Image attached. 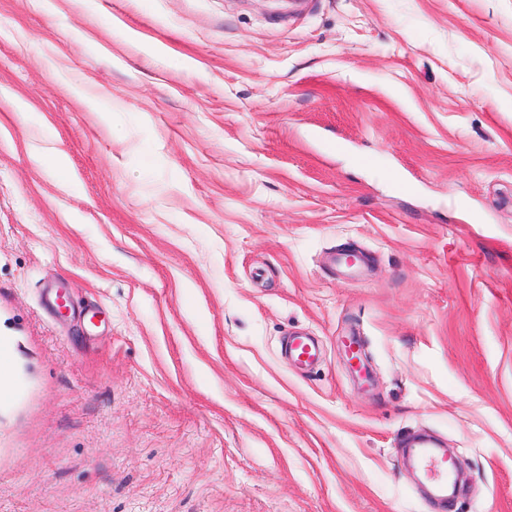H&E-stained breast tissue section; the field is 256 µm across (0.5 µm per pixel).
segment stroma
I'll return each instance as SVG.
<instances>
[{
	"label": "stroma",
	"instance_id": "stroma-1",
	"mask_svg": "<svg viewBox=\"0 0 512 512\" xmlns=\"http://www.w3.org/2000/svg\"><path fill=\"white\" fill-rule=\"evenodd\" d=\"M0 340V512H512V0H0ZM288 355L303 364H311L319 357V350L313 340L307 337L288 338ZM12 369V352L9 345L0 342V399H6L11 392L10 374ZM406 447L409 461L424 464V475L433 484L432 496L435 500L448 502V474L452 472V461L448 459L445 449L435 448V441L429 438L410 441Z\"/></svg>",
	"mask_w": 512,
	"mask_h": 512
}]
</instances>
